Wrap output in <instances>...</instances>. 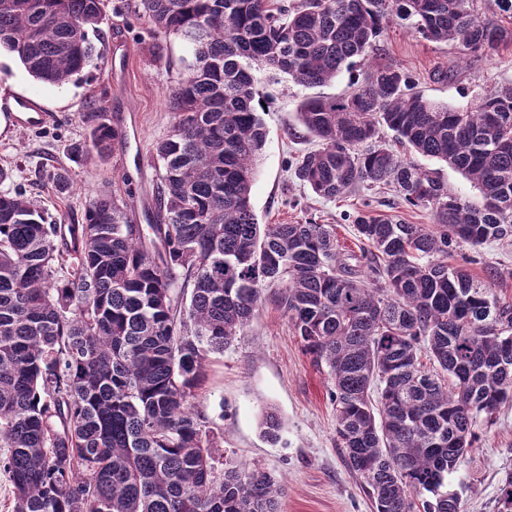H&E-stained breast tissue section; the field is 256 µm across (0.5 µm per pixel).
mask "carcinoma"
I'll list each match as a JSON object with an SVG mask.
<instances>
[{
    "label": "carcinoma",
    "instance_id": "1",
    "mask_svg": "<svg viewBox=\"0 0 512 512\" xmlns=\"http://www.w3.org/2000/svg\"><path fill=\"white\" fill-rule=\"evenodd\" d=\"M475 2L139 0L153 31L187 51L155 147L165 223L145 231L121 195L99 192L62 231L26 194L0 190V469L14 512H279L284 486L222 458L193 404L210 355L242 335L265 287L328 369L338 446L374 512H460L448 477L479 423L512 403V301L493 292L496 273L448 264V249L512 238V83L455 108L380 65L342 98L303 101L319 148L291 164L297 180L323 199L392 184L432 212L431 224L358 215L356 253L340 251L333 224L258 223L267 133L253 72L321 86L397 20L464 59L512 50V0H493L504 23ZM105 17L106 0H0V49L61 85L98 63L87 30ZM382 126L472 179L480 199L378 144ZM122 139L98 123L71 158L104 159ZM48 179L69 192L67 169ZM282 427L262 411L263 438Z\"/></svg>",
    "mask_w": 512,
    "mask_h": 512
}]
</instances>
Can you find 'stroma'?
<instances>
[{
    "label": "stroma",
    "mask_w": 512,
    "mask_h": 512,
    "mask_svg": "<svg viewBox=\"0 0 512 512\" xmlns=\"http://www.w3.org/2000/svg\"><path fill=\"white\" fill-rule=\"evenodd\" d=\"M134 2L108 0L114 12L111 24L88 32L101 60L80 79L43 85L12 54H0V92L34 97L51 115L43 127L0 135V167L11 170V187L25 190L50 214L65 213L71 224L81 220L90 195L112 190L125 197L135 223L153 224L162 217L155 145L173 123L166 97L182 73L184 52L175 37L155 36L149 22L134 15ZM380 65L399 66L427 99L456 107L473 105L480 96L512 82V52L464 60L456 46L424 40L396 24L389 25L367 59L324 86L308 90L257 71L267 132L251 195L259 223L332 224L340 245L351 249L360 245L354 220L361 212L406 224L431 223L429 209L403 202L391 188H355L329 201L296 180L289 168L295 158L319 146L303 133L298 116L302 101L312 94L343 96ZM445 70L450 78L439 80ZM105 111L122 128L123 145L106 159L73 162L71 145L88 138ZM380 137L403 157L436 170L453 194L478 199L473 184L446 163L413 155L397 145L388 128H381ZM61 166L69 169L72 181L63 195L46 177L48 170ZM448 262L466 264L479 277L497 269L492 287L499 297L512 301V239L475 249L453 248ZM332 391L326 367L315 365L303 352L291 323L267 293L243 335L224 353L212 355L194 403L220 434L225 455L259 465L284 482L280 512H372L366 491L337 446ZM268 406L284 420L274 444L261 437L258 426ZM476 432L477 443L451 475L449 487L458 493L463 512H499L505 473L512 471V405L502 406L495 421L480 424Z\"/></svg>",
    "instance_id": "35a3bbf8"
}]
</instances>
